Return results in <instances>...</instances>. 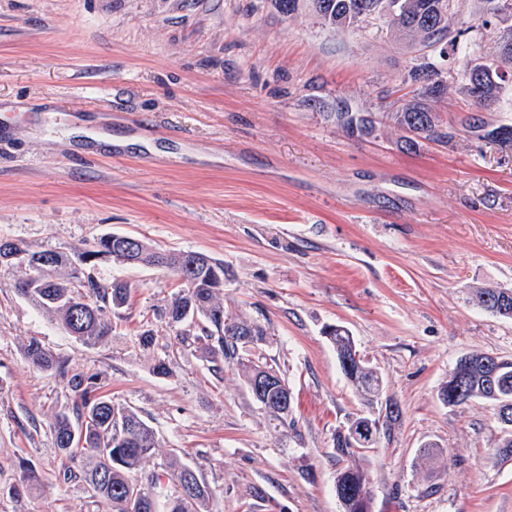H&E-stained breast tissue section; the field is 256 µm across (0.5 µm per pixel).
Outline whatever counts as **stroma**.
<instances>
[{
	"instance_id": "stroma-1",
	"label": "stroma",
	"mask_w": 512,
	"mask_h": 512,
	"mask_svg": "<svg viewBox=\"0 0 512 512\" xmlns=\"http://www.w3.org/2000/svg\"><path fill=\"white\" fill-rule=\"evenodd\" d=\"M481 9L458 0L457 22L489 63L500 30ZM423 62L382 20L325 28L307 0L288 17L269 0H0V239L71 254L121 234L222 260L225 309L266 327L292 396L288 424L273 420L235 364L214 369L168 327L159 309L182 285L165 269L99 262L130 296L87 345L16 292L22 269L0 268V512H101L59 479L50 426L73 396L27 362L33 337L154 430L147 472L172 453L194 468L208 512H340L333 436L363 405L331 326L402 409L366 462L373 512H512L494 406L438 398L459 357L512 360V320L473 300L512 289V147L467 129L476 113L512 125V78L480 111L450 84L433 105L444 138L409 152L383 115L418 92ZM344 107L378 116L375 133L340 125ZM80 127L133 143L106 156ZM23 460L42 483L16 498Z\"/></svg>"
}]
</instances>
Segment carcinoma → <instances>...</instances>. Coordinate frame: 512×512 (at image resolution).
I'll return each instance as SVG.
<instances>
[{
  "mask_svg": "<svg viewBox=\"0 0 512 512\" xmlns=\"http://www.w3.org/2000/svg\"><path fill=\"white\" fill-rule=\"evenodd\" d=\"M498 1L501 7L483 20L482 26L492 20L512 19V0H483L485 3ZM393 0H310L322 24L328 28H358L374 15L390 7ZM429 0H398L395 12L387 16L388 27L396 37L411 43L421 44L432 39L429 29L416 18ZM438 32L448 38V50L453 53L470 55L475 52V40L467 37L469 30L456 28V14L445 18ZM478 65L469 60L458 81L472 98L476 107L485 109L499 99V95L487 91L477 95L470 87L471 70ZM512 70V47H500L498 64L485 66L487 85L501 79L502 69ZM411 79L421 83L417 99L406 104L401 110L385 115L402 129H414L419 137L430 138V129L435 125L436 115L432 102L441 98L448 90L437 64L427 62L411 72ZM112 236L100 238L95 246L72 256L55 252L59 257L57 265L46 275L43 282L32 285L30 273L17 279L15 288L37 309L53 315L61 327L85 344H96L107 338L112 325L106 318L107 310L118 313L129 298V288L121 282L110 285L102 283L94 274H78L72 270L76 262L100 254L112 255V262L124 264L125 257L113 250ZM136 258L142 265H155L178 274L189 273L194 287L186 288L174 296L161 309V317L170 326L183 324L180 320L185 310L190 315H199L202 323V354L220 370L221 363L233 360L238 365L246 383L263 374H278V371L263 360L262 350L271 344V337L261 324L250 321L224 309L222 289L213 287V268L224 271V262L212 259L209 265L199 264L188 268L189 252H160L152 249L145 241L138 240ZM477 304L490 313L512 319V289L481 288L476 291ZM257 329L260 343L247 347L239 341L234 331L246 332ZM327 338L336 350V357L347 355L356 349L355 342L345 330L336 328L327 333ZM24 356L32 365L47 371H54L67 379L73 392V402L68 411L56 415L50 429L55 446L68 461L59 478L65 483L78 481L93 501L107 507V512H205L212 497V489L189 465L176 457L165 463V472L180 489L173 498L162 499L163 482L159 474L153 473L146 479L136 478L157 448L154 431L132 409L118 406L112 399L97 393L96 375L74 372L68 363L60 359L38 340L32 339L24 346ZM495 358L486 353H471L458 359L454 369L463 370L461 390L455 392L453 380L443 385L439 395L448 407H458L472 399H483L494 406L508 408V418L502 420L507 433L495 449V455L502 461H512V360L497 358V373L491 378L485 362ZM343 375L360 397L366 408L380 402L381 376L366 362L354 366L352 371L342 370ZM363 417L349 418L341 425L345 433H335L333 446L336 454L347 460V465L336 474V496L342 512H372V498L369 492L368 474L364 466L366 453L378 444L350 443L348 435L359 430ZM380 423L378 438L391 440L399 425V418L386 415L375 417ZM21 475L17 484L9 489L14 497L32 489L39 482V476L29 464H20Z\"/></svg>",
  "mask_w": 512,
  "mask_h": 512,
  "instance_id": "cac0c4a2",
  "label": "carcinoma"
}]
</instances>
